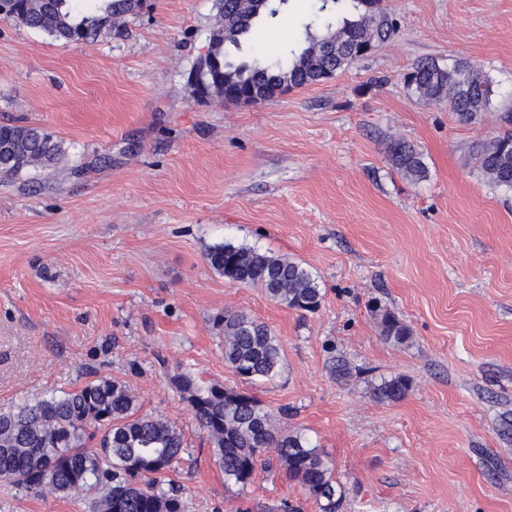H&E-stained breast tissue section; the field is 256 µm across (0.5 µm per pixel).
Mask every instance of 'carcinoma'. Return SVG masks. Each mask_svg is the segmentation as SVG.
Masks as SVG:
<instances>
[{
  "label": "carcinoma",
  "mask_w": 512,
  "mask_h": 512,
  "mask_svg": "<svg viewBox=\"0 0 512 512\" xmlns=\"http://www.w3.org/2000/svg\"><path fill=\"white\" fill-rule=\"evenodd\" d=\"M74 0H13L11 20L52 36L57 41L88 42L111 31L133 14L139 0H99L92 13L75 11ZM269 0H256L247 11L242 0H215L217 27L209 49L215 56L206 72L212 93L229 89L274 87L288 81L298 88L319 84L349 68L360 56L353 53L365 35L385 40L391 24L385 8L364 12L355 20L339 19L336 4L321 0L326 13L325 32L315 34L304 25L305 44L297 52L274 63L250 67L224 64V43L238 44L253 32L260 11ZM405 83L412 93L430 101H446L464 123L481 118L491 104L490 84L479 67L459 61L447 68L433 61L411 67ZM65 154L63 142L31 124L0 125V174L21 177L29 169L56 164ZM392 166L403 176L420 180L427 167L409 143L396 141L387 147ZM475 167L490 186L512 191V133L506 132L473 146ZM211 267L225 279L241 285H258L266 296L290 309L314 313L324 293L304 263L270 255L231 242L215 245L207 253ZM381 336L404 345L409 327L394 313L375 307ZM218 323L224 327V362L246 382L273 380L281 371L283 349L272 329L236 311H226ZM173 384L187 403L207 440L214 445L224 478L246 487L254 479L265 456L275 451L288 478L299 484L318 512H340L345 491L336 480L325 455L298 432L281 433L272 425L273 415L253 396L218 384H207L190 369H182ZM409 386L393 378L377 388L381 400L405 397ZM99 437L97 448L87 442ZM185 452L181 432L169 421L141 413L124 384L107 378L84 386L24 401L0 411V482L55 496L83 498L89 512H185L180 486L169 478Z\"/></svg>",
  "instance_id": "cac0c4a2"
}]
</instances>
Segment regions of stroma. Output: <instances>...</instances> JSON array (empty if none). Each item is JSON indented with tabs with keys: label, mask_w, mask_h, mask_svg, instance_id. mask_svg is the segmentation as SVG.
<instances>
[{
	"label": "stroma",
	"mask_w": 512,
	"mask_h": 512,
	"mask_svg": "<svg viewBox=\"0 0 512 512\" xmlns=\"http://www.w3.org/2000/svg\"><path fill=\"white\" fill-rule=\"evenodd\" d=\"M395 33L348 69L258 105L192 96L214 0H142L118 30L63 43L0 19V123L63 141L30 180L0 177V409L99 379L168 419L187 451L171 477L187 512H318L280 467L227 483L171 384L176 368L244 391L304 433L344 485L342 512H512V193L484 182L472 146L512 109V0H383ZM320 0H286L232 61H275L316 24ZM469 61L492 105L472 124L419 99L413 63ZM395 139L422 154L411 180ZM232 242L307 264L313 314L213 270ZM411 330L379 334L375 307ZM236 310L281 340L277 378L224 362L216 320ZM350 372H331L334 361ZM404 378V399L374 390ZM0 512H88L84 500L0 485ZM387 155L392 166L403 176L420 180L426 176L427 167L421 154L409 143L396 141L387 147Z\"/></svg>",
	"instance_id": "obj_1"
}]
</instances>
